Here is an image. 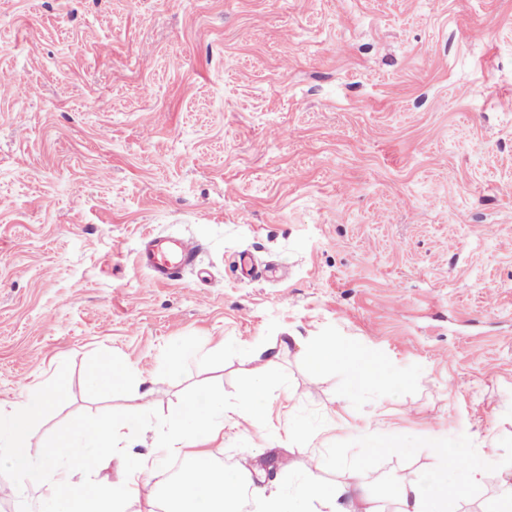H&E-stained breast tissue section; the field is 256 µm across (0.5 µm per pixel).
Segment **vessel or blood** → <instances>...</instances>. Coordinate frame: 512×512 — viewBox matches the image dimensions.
<instances>
[{
  "instance_id": "b4317fda",
  "label": "vessel or blood",
  "mask_w": 512,
  "mask_h": 512,
  "mask_svg": "<svg viewBox=\"0 0 512 512\" xmlns=\"http://www.w3.org/2000/svg\"><path fill=\"white\" fill-rule=\"evenodd\" d=\"M200 252L192 237L152 231L142 237L136 263L148 272L152 284L163 285L181 279L186 270L194 268Z\"/></svg>"
}]
</instances>
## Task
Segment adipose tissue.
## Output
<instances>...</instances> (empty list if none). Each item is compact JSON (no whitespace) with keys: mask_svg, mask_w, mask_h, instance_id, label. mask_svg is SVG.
Listing matches in <instances>:
<instances>
[{"mask_svg":"<svg viewBox=\"0 0 512 512\" xmlns=\"http://www.w3.org/2000/svg\"><path fill=\"white\" fill-rule=\"evenodd\" d=\"M53 398L42 392L29 394L10 411L0 413V461L20 474L34 490L41 512H126L141 498V477L151 472L161 454H186L193 462V477L169 483L165 499L174 512H239V491L251 488L261 512H376L373 498L354 471L348 481L322 484L319 472L309 473L291 492L272 488L265 476L218 468L210 449L200 447V435L217 439L224 428L223 394H214L207 407L186 402L166 432L157 440L156 454L126 453L124 445L143 421L141 411H129L119 421H87L56 437L46 451L47 464L34 463L28 454L33 423L45 415ZM435 471L393 487L396 512H448V482L465 489L482 483L480 461L460 450L438 449ZM108 456L117 460L120 480L96 482L92 461Z\"/></svg>","mask_w":512,"mask_h":512,"instance_id":"ef3b65f1","label":"adipose tissue"}]
</instances>
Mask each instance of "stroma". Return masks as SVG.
<instances>
[{
	"instance_id": "obj_1",
	"label": "stroma",
	"mask_w": 512,
	"mask_h": 512,
	"mask_svg": "<svg viewBox=\"0 0 512 512\" xmlns=\"http://www.w3.org/2000/svg\"><path fill=\"white\" fill-rule=\"evenodd\" d=\"M0 78L36 89L0 93V406L64 391L34 461L141 393L147 453L220 390L217 460L288 488L333 453L326 481L389 490L491 441L449 512L512 483V0H0ZM148 230L196 239V267L149 283ZM242 251L275 276L240 279ZM298 336L402 386L357 389ZM95 363L122 372L112 392ZM370 434L410 452L369 454ZM268 396L267 377L260 373L251 380L243 392V399L252 407L256 419H260L263 415Z\"/></svg>"
}]
</instances>
